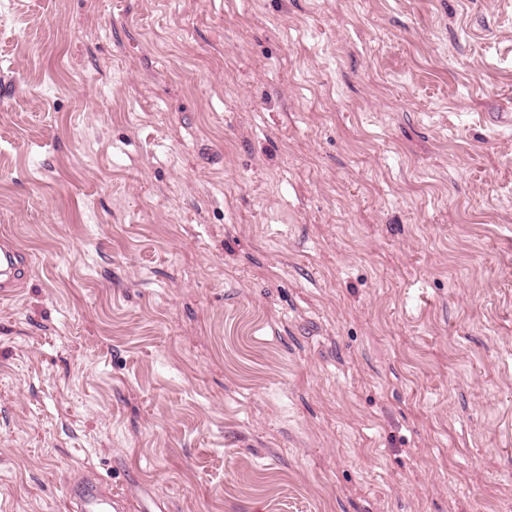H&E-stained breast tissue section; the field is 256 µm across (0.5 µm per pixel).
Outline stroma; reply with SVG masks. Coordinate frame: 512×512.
<instances>
[{"label": "stroma", "instance_id": "1", "mask_svg": "<svg viewBox=\"0 0 512 512\" xmlns=\"http://www.w3.org/2000/svg\"><path fill=\"white\" fill-rule=\"evenodd\" d=\"M0 512H512V0H0ZM25 274L23 256L8 235L0 239V293L6 294L17 288ZM112 495V493H109ZM69 497L80 512H108L106 505L113 512H129L130 505L126 498L112 495L107 499L106 492L90 477H82L70 484Z\"/></svg>", "mask_w": 512, "mask_h": 512}]
</instances>
